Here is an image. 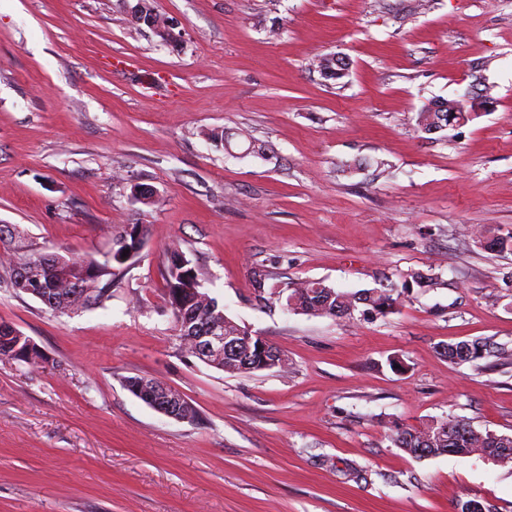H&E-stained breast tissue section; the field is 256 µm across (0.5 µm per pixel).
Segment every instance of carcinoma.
I'll list each match as a JSON object with an SVG mask.
<instances>
[{
    "label": "carcinoma",
    "mask_w": 512,
    "mask_h": 512,
    "mask_svg": "<svg viewBox=\"0 0 512 512\" xmlns=\"http://www.w3.org/2000/svg\"><path fill=\"white\" fill-rule=\"evenodd\" d=\"M319 67L321 70H331L329 78L338 79L344 71V62L335 56L320 57ZM470 119V112L465 101H455V109L448 108V101L436 100L417 113L415 117L416 126L419 131L425 134H433L447 127L451 122H466ZM24 233L15 230V237L9 253L12 257L29 256L43 258L46 253L34 249L23 243ZM112 245L115 251H131V254L118 262L122 266L135 258L134 240L130 237L123 238L118 233L113 237ZM185 258L183 252L174 248L170 250L168 265L165 271L164 280L166 283V299L171 311L176 312L182 308L185 313L192 314L199 318L204 317L207 311L201 308L200 303L195 301L193 293L190 292L189 284L201 287L200 272L192 264H178V260ZM71 269L69 282H57L51 268L42 270V276L48 283L49 288L54 290V298L58 303L70 301L69 293L74 286L84 288L79 293L81 306L100 307L105 304L112 291V276L114 275L113 261L110 258H103L99 261L93 256L82 259H70ZM330 291L339 300L337 306L341 308L339 316H347L357 309L358 302H370L369 310L375 314L384 315L388 313L397 302L394 293L397 289L391 288L387 291L376 289L364 290L360 293H346L338 291L322 281H304L297 287L290 290L288 296L296 299L298 305L308 314L315 315L319 311L321 295ZM489 353V344L485 341L474 340L472 342L450 343L443 347V354L448 361L455 364L473 363L480 360ZM394 444L416 458L437 457L442 455H454L468 457L479 453L487 457H509L512 462V441L505 439L503 435H497L491 431L481 432L474 428L470 422L459 418L433 419L419 428H403L399 425L392 429Z\"/></svg>",
    "instance_id": "carcinoma-1"
}]
</instances>
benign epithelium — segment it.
Listing matches in <instances>:
<instances>
[{"instance_id": "7a95c632", "label": "benign epithelium", "mask_w": 512, "mask_h": 512, "mask_svg": "<svg viewBox=\"0 0 512 512\" xmlns=\"http://www.w3.org/2000/svg\"><path fill=\"white\" fill-rule=\"evenodd\" d=\"M126 11L136 20L153 30L166 43L180 40L181 35L174 33L176 24L160 16L153 5V0H123ZM41 265L38 261H23L14 266L13 279L22 291L45 303L49 297V289L40 276ZM226 315L217 312L204 317V325L199 336L192 344L193 355L205 363L216 366L228 359L243 369L252 367L251 354L260 353V369L270 370L285 365L284 355L263 337L246 332L240 336L224 335V319ZM0 340L15 346L21 342L32 345L31 338L20 332L14 325L0 323ZM135 397L153 410L177 421L187 422L182 398L175 389L155 380L140 383L133 387Z\"/></svg>"}]
</instances>
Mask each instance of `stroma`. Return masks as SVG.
I'll use <instances>...</instances> for the list:
<instances>
[{
	"label": "stroma",
	"mask_w": 512,
	"mask_h": 512,
	"mask_svg": "<svg viewBox=\"0 0 512 512\" xmlns=\"http://www.w3.org/2000/svg\"><path fill=\"white\" fill-rule=\"evenodd\" d=\"M154 5L178 43L122 0H0V222L79 257L147 227L104 307L57 316L0 284V322L48 358L0 360V512H455L461 495L512 512V463L391 439L448 416L512 436V359L496 354L512 352V254L480 245L512 231V0ZM329 54L342 78L313 66ZM487 86L473 119L416 131L429 102ZM174 245L285 369L232 375L184 352ZM257 269L402 293L383 316H313L260 300ZM473 339L493 354L444 357ZM137 374L198 421L133 396ZM489 344L486 341L474 340L472 342L448 343L443 346V354L448 361L455 364L473 363L489 353Z\"/></svg>",
	"instance_id": "1"
}]
</instances>
